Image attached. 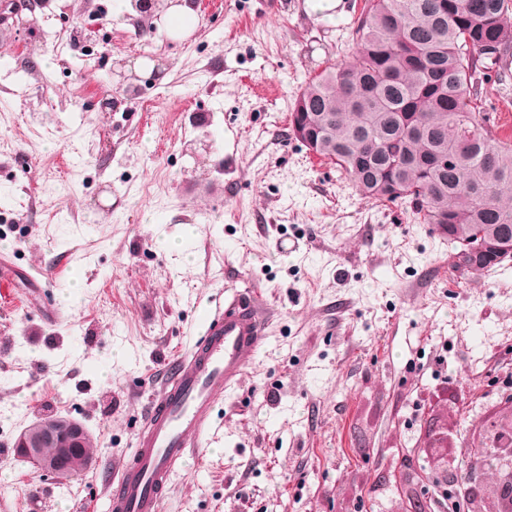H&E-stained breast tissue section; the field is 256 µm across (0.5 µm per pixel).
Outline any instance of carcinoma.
<instances>
[{"label":"carcinoma","mask_w":512,"mask_h":512,"mask_svg":"<svg viewBox=\"0 0 512 512\" xmlns=\"http://www.w3.org/2000/svg\"><path fill=\"white\" fill-rule=\"evenodd\" d=\"M350 59L306 82L290 117L377 202L407 200L459 252L512 242V142L481 125L478 76L512 54V0H364ZM512 409L484 423L498 448Z\"/></svg>","instance_id":"cac0c4a2"}]
</instances>
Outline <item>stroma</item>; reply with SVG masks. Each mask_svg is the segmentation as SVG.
Returning a JSON list of instances; mask_svg holds the SVG:
<instances>
[{
	"instance_id": "35a3bbf8",
	"label": "stroma",
	"mask_w": 512,
	"mask_h": 512,
	"mask_svg": "<svg viewBox=\"0 0 512 512\" xmlns=\"http://www.w3.org/2000/svg\"><path fill=\"white\" fill-rule=\"evenodd\" d=\"M335 2L202 0L181 40L167 0L149 40L115 0L0 14V255L55 273L0 314V512H25L34 481L40 512H104L150 394L229 286L257 291L272 344L166 512H410L439 489L425 417L460 445L512 395V258L461 274L409 203L364 199L289 134L309 77L354 51L362 0ZM478 89L484 117L512 114V62ZM48 413L96 446L67 481L15 455Z\"/></svg>"
}]
</instances>
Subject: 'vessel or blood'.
I'll list each match as a JSON object with an SVG mask.
<instances>
[{"label":"vessel or blood","instance_id":"1","mask_svg":"<svg viewBox=\"0 0 512 512\" xmlns=\"http://www.w3.org/2000/svg\"><path fill=\"white\" fill-rule=\"evenodd\" d=\"M18 270L0 259V308L20 310L11 285ZM266 326L250 291L232 290L203 319L198 336L176 357L150 398L130 459L110 481L107 512H164L171 486L191 449L209 447L220 400L230 397L249 357L268 345Z\"/></svg>","mask_w":512,"mask_h":512}]
</instances>
